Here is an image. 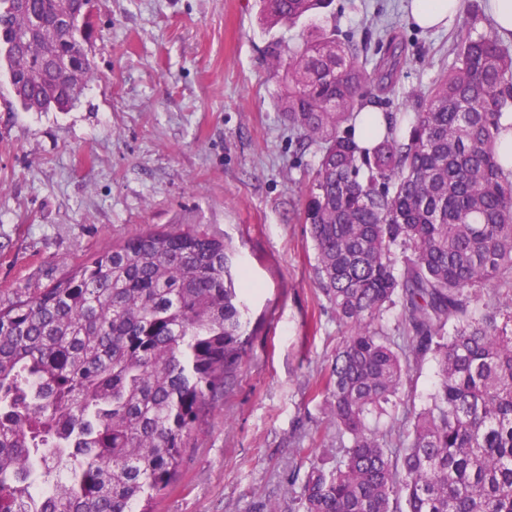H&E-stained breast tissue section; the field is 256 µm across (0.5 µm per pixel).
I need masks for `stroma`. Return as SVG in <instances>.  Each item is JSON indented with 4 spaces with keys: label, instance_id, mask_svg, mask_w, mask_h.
Returning <instances> with one entry per match:
<instances>
[{
    "label": "stroma",
    "instance_id": "35a3bbf8",
    "mask_svg": "<svg viewBox=\"0 0 512 512\" xmlns=\"http://www.w3.org/2000/svg\"><path fill=\"white\" fill-rule=\"evenodd\" d=\"M411 5L332 0L272 28L258 0H94L98 78L69 110H23L0 74V306L133 235L176 226L229 238L257 283L243 363L155 512H268L311 459L335 464L325 383L347 330L318 284L303 221L319 151L289 130L283 76L265 51L330 27L365 44L372 63L398 44L396 79L373 104L409 113L453 63L459 32L476 17L491 24L488 0H461L447 28L429 31L411 25ZM433 381L432 361L411 369L380 421L392 446Z\"/></svg>",
    "mask_w": 512,
    "mask_h": 512
}]
</instances>
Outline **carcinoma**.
I'll return each instance as SVG.
<instances>
[{
    "label": "carcinoma",
    "instance_id": "1",
    "mask_svg": "<svg viewBox=\"0 0 512 512\" xmlns=\"http://www.w3.org/2000/svg\"><path fill=\"white\" fill-rule=\"evenodd\" d=\"M325 0H260L266 24ZM94 32L91 0H0V62L27 112L64 111L97 76L69 79L55 28ZM336 28L275 45L288 125L318 145L304 222L317 277L348 332L326 390L343 454L313 461L288 512H512V176L496 150L512 110V51L469 23L455 61L419 94L404 136L353 135L398 53L367 69ZM222 237L136 234L0 308V512H153L189 438L240 366L244 290ZM400 308L405 344L383 324ZM436 365L430 403L387 448L368 420L410 370Z\"/></svg>",
    "mask_w": 512,
    "mask_h": 512
}]
</instances>
